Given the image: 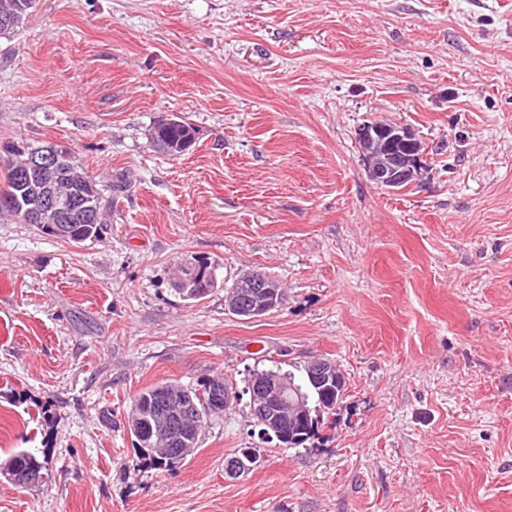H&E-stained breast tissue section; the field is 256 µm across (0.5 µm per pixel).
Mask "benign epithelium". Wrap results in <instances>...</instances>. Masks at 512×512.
I'll return each instance as SVG.
<instances>
[{"label":"benign epithelium","mask_w":512,"mask_h":512,"mask_svg":"<svg viewBox=\"0 0 512 512\" xmlns=\"http://www.w3.org/2000/svg\"><path fill=\"white\" fill-rule=\"evenodd\" d=\"M358 141L369 177L388 192L398 190L403 184L415 181L421 170V145L409 128L396 122L365 124L358 130ZM61 149L53 144L45 151L34 152L27 160L31 177L29 210L36 224L45 220L58 225L57 231H65L69 215L48 193L55 161ZM98 196L91 184H82L74 192L79 218L87 224L95 223L93 200ZM269 281L257 275L244 289L224 295V310L228 313L253 318L263 316L276 306L268 298ZM307 381L315 390L322 391L337 380L336 364L326 358H315L306 366ZM249 399L252 414L261 425V439L284 438L286 428L302 421L308 415L307 399L291 382L275 377L260 376L251 385ZM196 413V407L175 391L167 392L158 399V411L153 420L150 439L166 447L170 455L185 456L191 451L190 442L180 434L184 419ZM259 459L249 450L224 459V477L237 479L254 469Z\"/></svg>","instance_id":"7a95c632"}]
</instances>
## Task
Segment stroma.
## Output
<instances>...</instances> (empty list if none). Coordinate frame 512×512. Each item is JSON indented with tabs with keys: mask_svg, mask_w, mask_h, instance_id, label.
I'll use <instances>...</instances> for the list:
<instances>
[{
	"mask_svg": "<svg viewBox=\"0 0 512 512\" xmlns=\"http://www.w3.org/2000/svg\"><path fill=\"white\" fill-rule=\"evenodd\" d=\"M172 113L180 157L149 142ZM372 120L422 142L400 191L366 174ZM9 143L65 145L112 206L80 245L0 217V464L47 462L0 512H512V0H36L0 41ZM194 260L217 286L191 302ZM252 269L286 297L243 320ZM318 356L346 391L304 446L244 397L182 463L132 444L146 387ZM167 116L158 119L149 131L150 143L171 156H181L195 143L196 129L186 120L170 123ZM181 275H183L184 277L189 276L190 279L194 278V282H195L194 284H195L196 288H195V286H193L194 285L193 281H186V279L178 280L179 283L181 284L180 288L187 289L188 287L192 286L193 288H188V289H189V291L194 292V293H196L198 291V289L207 288L206 291L200 292V294L194 298H184L182 296V294L178 291V288H174V291L183 300H186V301H191V300L196 301V300L203 299L210 293V291L217 284L216 278H215V282L213 281L212 275H214V274H213L210 266L208 265V263H198V264L188 263L183 268H180L179 275L177 276V278H180ZM203 284H204V286H203ZM241 449L236 451L240 452ZM252 453L258 456L254 457L248 449L242 450L240 454L233 453V456L224 459V477L229 479H237L254 469L258 465L260 453L257 448H251ZM235 454V455H234Z\"/></svg>",
	"mask_w": 512,
	"mask_h": 512,
	"instance_id": "stroma-1",
	"label": "stroma"
}]
</instances>
